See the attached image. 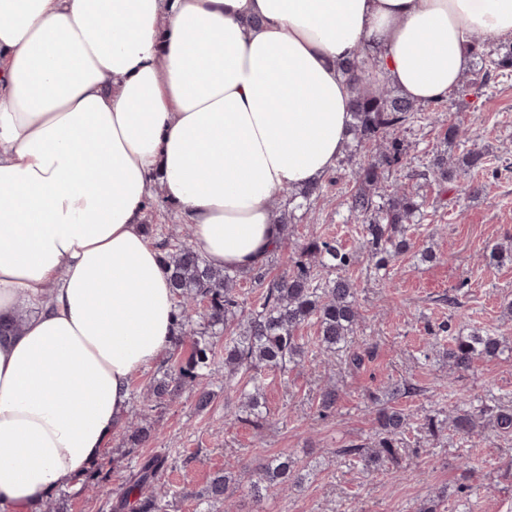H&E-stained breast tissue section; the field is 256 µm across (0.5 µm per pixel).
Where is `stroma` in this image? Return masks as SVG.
<instances>
[{"mask_svg":"<svg viewBox=\"0 0 512 512\" xmlns=\"http://www.w3.org/2000/svg\"><path fill=\"white\" fill-rule=\"evenodd\" d=\"M466 130L463 146L486 153L491 172L486 192L476 199L459 197L456 186L440 188L431 180L409 187L426 202L421 229L410 230L413 248L391 261L379 275L364 254L369 246L350 215L346 198L354 186L351 167H333L321 179V196L295 210L279 249L267 269L276 279L289 270L303 243L332 238L362 252L347 275L356 290L360 327L354 340L363 357L352 366L344 352L328 358L306 357L286 372H269L264 386L267 416L245 422L232 416L222 382L205 410L195 405L193 388L172 401L143 404L139 393L161 377L174 361L187 360L192 340L181 337L176 351H164L152 366L135 374L124 425L112 435L100 462L99 484L119 488L135 466L162 456L160 483L171 489L167 512H208L194 499L212 474L240 471L285 454L304 467L299 485L254 500L247 490L232 498L233 512H512V432L483 421L469 436L456 434L451 419L464 402L483 401L512 407V352L477 360L465 372L451 370L446 349L470 329L490 330L512 343V264H487L490 247L512 245V70L493 76L479 93L449 95L435 104L427 120L401 133L411 161L448 148L449 123ZM181 221L154 192L144 226L161 254L176 243ZM432 251L425 261L423 251ZM459 304H448L449 294ZM390 382L411 384L410 396L392 400L408 416L409 429L397 463L369 469L350 460L349 445L373 447L378 440L375 395ZM335 388L334 409L321 412L318 398ZM437 422L436 434L423 427ZM153 437L134 443V428Z\"/></svg>","mask_w":512,"mask_h":512,"instance_id":"stroma-1","label":"stroma"}]
</instances>
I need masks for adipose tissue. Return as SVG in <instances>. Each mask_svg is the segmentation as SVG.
Instances as JSON below:
<instances>
[{"instance_id":"obj_1","label":"adipose tissue","mask_w":512,"mask_h":512,"mask_svg":"<svg viewBox=\"0 0 512 512\" xmlns=\"http://www.w3.org/2000/svg\"><path fill=\"white\" fill-rule=\"evenodd\" d=\"M512 0H0V512L78 486L177 321L153 185L215 268L279 237L360 86L447 99Z\"/></svg>"}]
</instances>
